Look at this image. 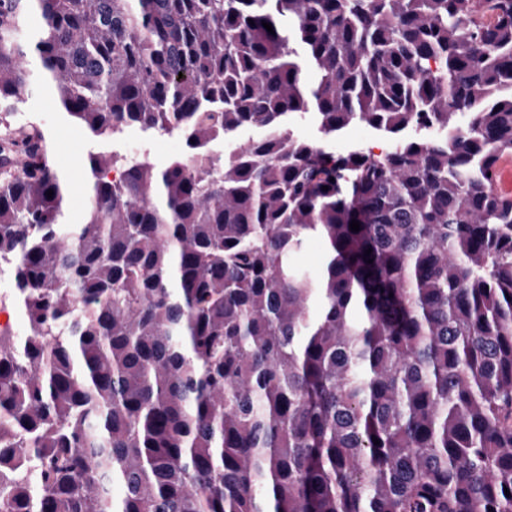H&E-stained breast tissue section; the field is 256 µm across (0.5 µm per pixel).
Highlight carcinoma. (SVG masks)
Here are the masks:
<instances>
[{"label":"carcinoma","instance_id":"carcinoma-1","mask_svg":"<svg viewBox=\"0 0 512 512\" xmlns=\"http://www.w3.org/2000/svg\"><path fill=\"white\" fill-rule=\"evenodd\" d=\"M30 56L197 165L91 156L69 224L41 127L0 133V512H512V0H0V112ZM362 135H365L366 140H362ZM336 144L339 149H343L341 152L353 148L361 147L367 150L368 148H382L386 150L390 142L384 137L380 136L374 130L362 123L352 124L339 134L336 135V139L331 141V146L336 151Z\"/></svg>","mask_w":512,"mask_h":512}]
</instances>
